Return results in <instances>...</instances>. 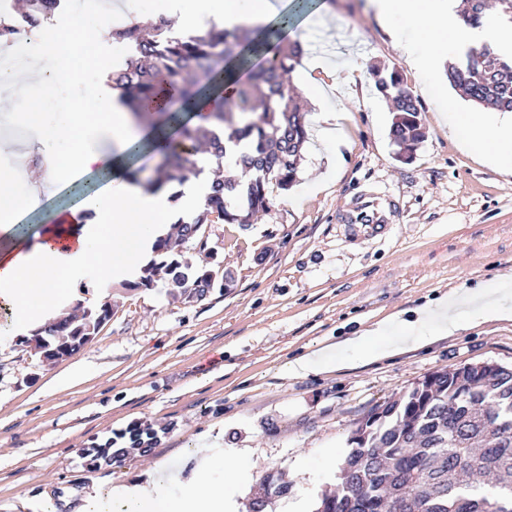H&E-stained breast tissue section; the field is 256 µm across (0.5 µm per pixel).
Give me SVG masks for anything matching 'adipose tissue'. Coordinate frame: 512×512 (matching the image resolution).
<instances>
[{
    "label": "adipose tissue",
    "mask_w": 512,
    "mask_h": 512,
    "mask_svg": "<svg viewBox=\"0 0 512 512\" xmlns=\"http://www.w3.org/2000/svg\"><path fill=\"white\" fill-rule=\"evenodd\" d=\"M373 7L380 18L400 21L421 35L420 44L405 47L419 76L435 74L440 46L477 42L474 32L456 25L455 0H373ZM280 11V0H152L143 14H162L177 26L206 31L262 26ZM107 16L98 5L46 25L30 66L10 76L25 103L23 111L9 114L6 125L22 129L29 139L22 147L0 136V155L35 154L41 161L35 171L0 167V309L12 316V336L45 325L75 304L76 277L85 267H94L103 289L137 280L154 259V243L167 225L199 210L205 200L207 184L201 179L186 181L173 201L168 193L145 191L126 177V152L146 131L107 83L99 45ZM45 60L50 68L43 71L39 65ZM64 84L78 86V93L60 98ZM456 133L465 150L512 169V135L465 114L458 117ZM88 175L101 179L98 190H85ZM61 185L76 191L77 202L58 209L52 223L33 235L20 234L22 218ZM511 317L486 286L453 290L417 307L405 336L388 351L395 354ZM217 468L224 472L220 485L210 477ZM236 472L223 457L203 454L195 479L175 494L155 467L142 481L113 487L91 512H236L226 490Z\"/></svg>",
    "instance_id": "1"
}]
</instances>
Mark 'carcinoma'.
Wrapping results in <instances>:
<instances>
[{
  "mask_svg": "<svg viewBox=\"0 0 512 512\" xmlns=\"http://www.w3.org/2000/svg\"><path fill=\"white\" fill-rule=\"evenodd\" d=\"M499 17L512 24V0H496ZM55 14V0H21L17 16L35 27ZM464 24L481 32L497 24L485 13V0H462ZM293 26L288 14L255 29L183 34L161 18L150 29L137 24L114 30L132 52L112 68V88L138 118L142 104L158 100L179 140L166 150V163L132 181L156 192L172 190L190 177L208 174V193L198 211L181 216L154 244L156 259L143 269L134 287L165 283L173 302L191 295L205 299L215 280L207 265L194 266L179 257L204 226L219 220L250 224L269 209L267 185L288 190L297 182L298 164L308 135L295 91L284 76L300 64L297 42H285ZM248 74L237 83L229 110L207 116V124L183 119L192 101L206 90ZM375 86L391 105V139L412 150L424 137L420 107L396 72L384 76L372 69ZM449 81L477 106L512 112V55L490 45L472 47L447 65ZM206 155L203 167L191 157ZM233 164L246 182L224 177ZM112 296L96 306L80 302L35 334L61 349L67 359L83 347V336H96L112 317ZM167 427L138 423L119 434L123 446L107 439L100 448L99 468L112 467L135 453L146 454ZM350 449L341 464L339 483L321 494L315 512H376L377 503L398 499L402 512H512V372L489 373L475 366L439 369L398 397L372 408L355 424Z\"/></svg>",
  "mask_w": 512,
  "mask_h": 512,
  "instance_id": "carcinoma-1",
  "label": "carcinoma"
}]
</instances>
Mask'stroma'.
I'll list each match as a JSON object with an SVG mask.
<instances>
[{
  "label": "stroma",
  "mask_w": 512,
  "mask_h": 512,
  "mask_svg": "<svg viewBox=\"0 0 512 512\" xmlns=\"http://www.w3.org/2000/svg\"><path fill=\"white\" fill-rule=\"evenodd\" d=\"M296 30L323 60L367 57L398 72L421 109L424 139L410 157L389 138L392 114L374 83L332 95L341 149L319 142V108L302 98L310 139L298 181L271 189L251 224L206 227L216 264L235 285L202 301H170L164 283L112 289L111 319L74 356L45 364L16 337H0V512H76L142 475L148 460L191 481L210 443L239 467L237 512L266 477L289 495L266 512L315 503L338 482L327 449L344 459L356 422L442 368L512 366V320L487 323L365 365L296 376L288 367L322 345H345L371 323L448 291L512 273V173L462 151L453 117L499 112L463 100L446 79L423 82L403 54L415 31L381 22L370 0L289 4ZM393 199L383 238L347 237L336 218L362 193ZM166 426L149 457L86 469L82 448L136 423Z\"/></svg>",
  "instance_id": "obj_1"
}]
</instances>
